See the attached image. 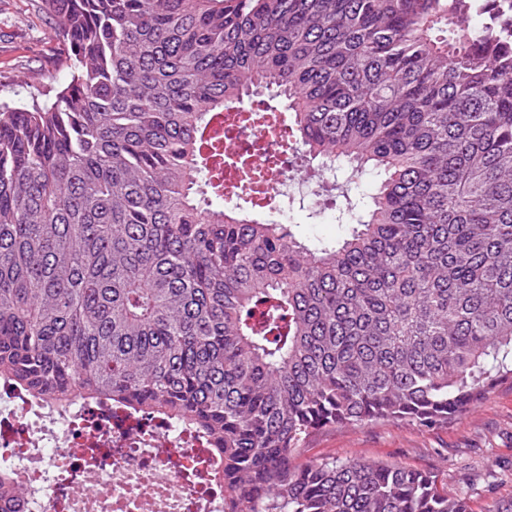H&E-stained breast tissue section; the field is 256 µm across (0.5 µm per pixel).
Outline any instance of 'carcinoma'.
I'll return each mask as SVG.
<instances>
[{
  "label": "carcinoma",
  "instance_id": "cac0c4a2",
  "mask_svg": "<svg viewBox=\"0 0 512 512\" xmlns=\"http://www.w3.org/2000/svg\"><path fill=\"white\" fill-rule=\"evenodd\" d=\"M42 7L71 80L0 104V376L191 426L224 512H470L429 470L290 457L512 382V0ZM271 89L311 159L384 171L334 247L255 219L250 166L209 203L215 125Z\"/></svg>",
  "mask_w": 512,
  "mask_h": 512
}]
</instances>
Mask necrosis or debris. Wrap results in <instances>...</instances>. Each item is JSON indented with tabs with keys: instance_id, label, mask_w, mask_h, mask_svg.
<instances>
[{
	"instance_id": "necrosis-or-debris-1",
	"label": "necrosis or debris",
	"mask_w": 512,
	"mask_h": 512,
	"mask_svg": "<svg viewBox=\"0 0 512 512\" xmlns=\"http://www.w3.org/2000/svg\"><path fill=\"white\" fill-rule=\"evenodd\" d=\"M224 196L241 161L262 166L280 128L245 132L224 115ZM220 462L188 431L158 417L94 404L62 411L0 384V469L25 491L23 512H224Z\"/></svg>"
}]
</instances>
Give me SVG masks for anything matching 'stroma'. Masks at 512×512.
<instances>
[{
    "label": "stroma",
    "instance_id": "1",
    "mask_svg": "<svg viewBox=\"0 0 512 512\" xmlns=\"http://www.w3.org/2000/svg\"><path fill=\"white\" fill-rule=\"evenodd\" d=\"M69 81L59 60L53 22L40 0H0V103L26 102L30 93ZM268 219L287 224L311 248L335 245L349 232L334 210L294 203ZM362 460L433 471L440 488L465 497L471 512H496L512 502V384L491 392L477 407L448 422L423 428L401 420L338 426L313 435L295 464Z\"/></svg>",
    "mask_w": 512,
    "mask_h": 512
}]
</instances>
